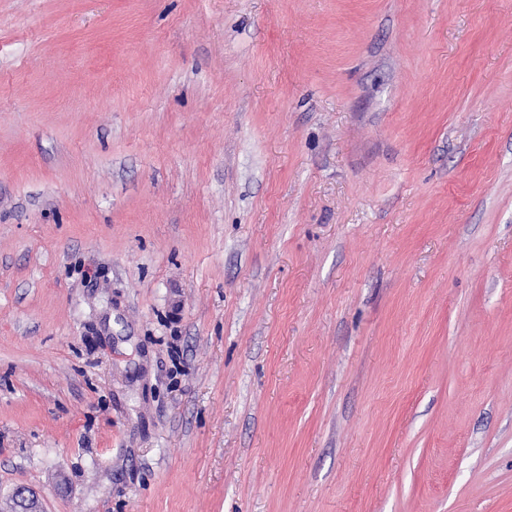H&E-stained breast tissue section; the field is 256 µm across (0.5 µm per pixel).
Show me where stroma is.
I'll list each match as a JSON object with an SVG mask.
<instances>
[{
    "instance_id": "35a3bbf8",
    "label": "stroma",
    "mask_w": 512,
    "mask_h": 512,
    "mask_svg": "<svg viewBox=\"0 0 512 512\" xmlns=\"http://www.w3.org/2000/svg\"><path fill=\"white\" fill-rule=\"evenodd\" d=\"M512 512V0H0V512Z\"/></svg>"
}]
</instances>
